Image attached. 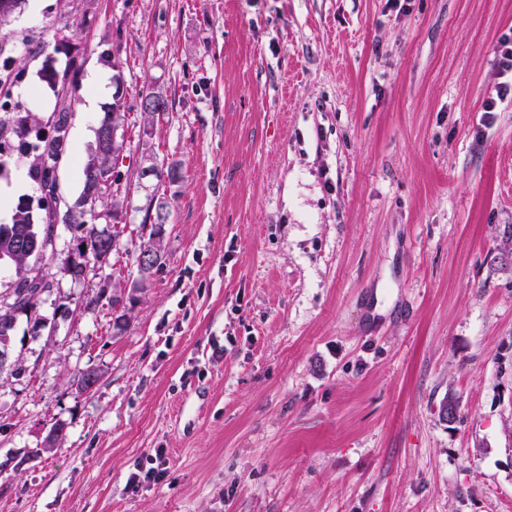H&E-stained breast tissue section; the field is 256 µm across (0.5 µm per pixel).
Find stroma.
I'll return each mask as SVG.
<instances>
[{
  "instance_id": "35a3bbf8",
  "label": "stroma",
  "mask_w": 512,
  "mask_h": 512,
  "mask_svg": "<svg viewBox=\"0 0 512 512\" xmlns=\"http://www.w3.org/2000/svg\"><path fill=\"white\" fill-rule=\"evenodd\" d=\"M11 27L0 113L57 110L60 32L107 81L98 111L76 95L61 203L124 104L105 273L138 276L142 167L180 181L124 332L93 276L57 278L41 336L19 317L0 512H512V93L483 109L512 0H25Z\"/></svg>"
}]
</instances>
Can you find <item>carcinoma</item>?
Returning a JSON list of instances; mask_svg holds the SVG:
<instances>
[{"label": "carcinoma", "mask_w": 512, "mask_h": 512, "mask_svg": "<svg viewBox=\"0 0 512 512\" xmlns=\"http://www.w3.org/2000/svg\"><path fill=\"white\" fill-rule=\"evenodd\" d=\"M72 108L73 102L69 98L65 105L52 113L48 121L50 132L47 134L39 131L41 120L34 113L14 112L6 119L0 118V142L9 137L20 141L31 137L36 139L32 154L28 156V174L38 185V204L42 211L40 217L36 218L29 205L20 204L14 211L11 223L0 224V265L13 268V292L20 296L15 308H0V353L8 355V359L0 361V372L6 367L13 371L21 367L20 357L12 355V336L18 316L24 314L33 319V337L39 336L45 327L43 319L32 317L42 296L36 294L35 288L22 285V281L33 266H49L52 262L46 249L55 228V223L50 220V207L57 196L58 161L67 152ZM126 148L124 138L112 144L103 142L100 135H95L94 144L84 161L83 189L62 217V223L77 240L76 252L68 257L69 263L62 269V274L75 282L84 280L90 272L108 264L110 252L116 245L115 239L120 236V231L114 229L108 233L106 228L85 216L83 202L89 188L100 182L104 189L102 207L112 210L124 206V200L113 195L112 185L116 183L114 175Z\"/></svg>", "instance_id": "obj_1"}]
</instances>
